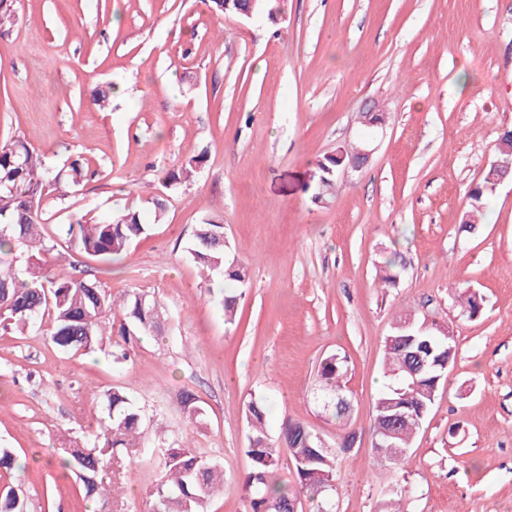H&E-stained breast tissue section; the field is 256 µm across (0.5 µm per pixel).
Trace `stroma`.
Instances as JSON below:
<instances>
[{
  "mask_svg": "<svg viewBox=\"0 0 512 512\" xmlns=\"http://www.w3.org/2000/svg\"><path fill=\"white\" fill-rule=\"evenodd\" d=\"M278 20L216 15L202 0H19L0 30V140L22 137L55 168L87 179L51 199L48 259L113 296L155 294L163 335L126 360L112 346L57 353L45 326L0 329V475L27 512H88L64 451L90 439L100 394L122 388L143 409L147 438L190 442L224 469L209 512H251L244 478V407L268 402L272 436L300 421L327 440L317 406L321 360L347 355L354 449L336 467L337 512H389L392 472L371 449L383 341L397 311L447 324L457 358L416 434L400 512H512V179L496 186L474 230L461 227L469 191L512 130V0H281ZM120 24H113V16ZM118 88L107 111L93 89ZM386 114L368 126L364 112ZM362 144V170L338 171L318 198L319 160ZM192 181L164 172L196 155ZM151 225L112 264L62 244L71 214L124 209ZM219 213L241 249L250 286L234 325L188 256L193 230ZM399 252L401 276L378 284ZM478 292L481 313L456 296ZM204 410L190 423L182 396ZM104 512H147L160 479L153 461L111 465Z\"/></svg>",
  "mask_w": 512,
  "mask_h": 512,
  "instance_id": "obj_1",
  "label": "stroma"
}]
</instances>
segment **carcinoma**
I'll use <instances>...</instances> for the list:
<instances>
[{
  "instance_id": "1",
  "label": "carcinoma",
  "mask_w": 512,
  "mask_h": 512,
  "mask_svg": "<svg viewBox=\"0 0 512 512\" xmlns=\"http://www.w3.org/2000/svg\"><path fill=\"white\" fill-rule=\"evenodd\" d=\"M275 0H232L224 8V0H212L215 8L228 15L243 17L240 10L252 9L255 15L265 13L276 18ZM205 161L198 155L187 165L165 177V185L186 183ZM322 171L318 195L330 194L335 185L339 160L329 155L319 161ZM86 176L80 160H73L67 174L55 170L47 157L32 149L20 138L0 141V328L20 333L29 329L39 317L49 319V337L61 354H89L106 344L112 330L127 345L138 343L144 336L163 333L167 315L157 297L142 291H131L122 299L115 298L94 279L76 278L43 262L40 254L54 250L47 243L42 229L49 220L47 201L53 187L66 178L69 188L81 185ZM496 188L483 177L470 193V214L463 220L473 225L472 213L480 211L483 199ZM65 239L81 254L104 263L122 254L135 240L148 234L149 225L140 212L100 219L71 215L63 225ZM236 244L224 231V217L212 215L196 225L190 257L212 276L231 281L235 289L224 293L221 305L225 323H233L239 301L249 284L248 266L235 259ZM9 255L5 261L1 256ZM398 280L396 257L381 262L379 281L393 287ZM483 299L476 293L464 292L462 311L473 317L482 309ZM121 312L119 327L110 317ZM421 353L422 370L415 378L405 372L406 348ZM385 367L383 382L374 402L372 441L380 442L394 434V448L372 447L375 456L400 473L410 456L415 434L423 426L438 390L443 387L453 368L457 347L447 326L427 317L398 312L384 337ZM348 372L346 356L334 353L325 357L318 370L319 392L330 397L345 393L344 377ZM328 415L339 431L338 440L328 442L309 426L295 421L282 431V443L288 451L301 492L320 500L318 512H336L334 484L336 459L355 444L356 433L347 430L350 411L331 406ZM247 443L245 452L252 460V469L245 479V488L254 490L252 512H295L299 509L298 493L269 484V474L278 466L279 449L271 444L264 400L253 399L245 408ZM133 448L139 456L150 455L158 460L162 477L154 492L152 512H208L211 499L224 488V469L205 458L189 444L177 448H161L146 441L141 411L132 398L119 388L103 396L99 430L91 444L67 448L64 466L81 483L84 498L106 502L112 490L99 481V472L111 463L117 449ZM20 493L10 488L0 492V512H25Z\"/></svg>"
}]
</instances>
